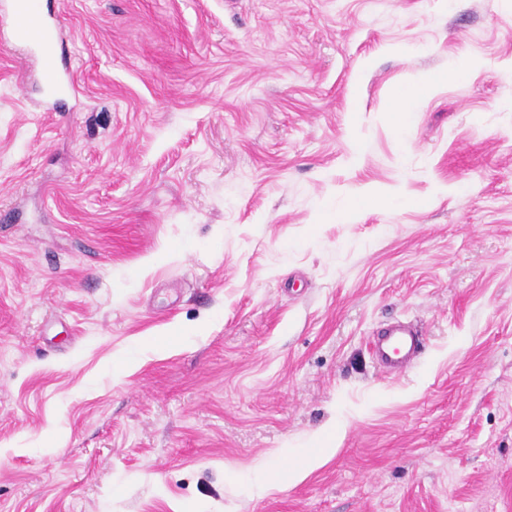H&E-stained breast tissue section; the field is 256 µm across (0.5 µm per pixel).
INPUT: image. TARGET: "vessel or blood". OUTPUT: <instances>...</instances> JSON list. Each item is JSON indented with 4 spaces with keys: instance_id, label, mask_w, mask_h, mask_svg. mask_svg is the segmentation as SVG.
I'll return each instance as SVG.
<instances>
[{
    "instance_id": "vessel-or-blood-1",
    "label": "vessel or blood",
    "mask_w": 512,
    "mask_h": 512,
    "mask_svg": "<svg viewBox=\"0 0 512 512\" xmlns=\"http://www.w3.org/2000/svg\"><path fill=\"white\" fill-rule=\"evenodd\" d=\"M0 15L9 20L8 25L0 27V43L33 50L41 81L52 91L64 93L70 86V76L59 66L64 47L56 37V12H42L40 0H8ZM424 349L422 329L400 321L390 323L372 346L380 366L391 375L405 373Z\"/></svg>"
}]
</instances>
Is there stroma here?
Returning a JSON list of instances; mask_svg holds the SVG:
<instances>
[{"mask_svg":"<svg viewBox=\"0 0 512 512\" xmlns=\"http://www.w3.org/2000/svg\"><path fill=\"white\" fill-rule=\"evenodd\" d=\"M57 3L70 94L0 47V512H512V0ZM455 77L456 73L453 71H448L447 74L442 75L424 76L418 84L412 86L399 95L393 104L391 112H394L393 114H395L399 119L403 118L406 112H409L412 101L418 94L433 88L444 80L451 81ZM380 336L373 342L372 351L390 375L405 373L425 349L422 329L411 322H392Z\"/></svg>","mask_w":512,"mask_h":512,"instance_id":"1","label":"stroma"}]
</instances>
